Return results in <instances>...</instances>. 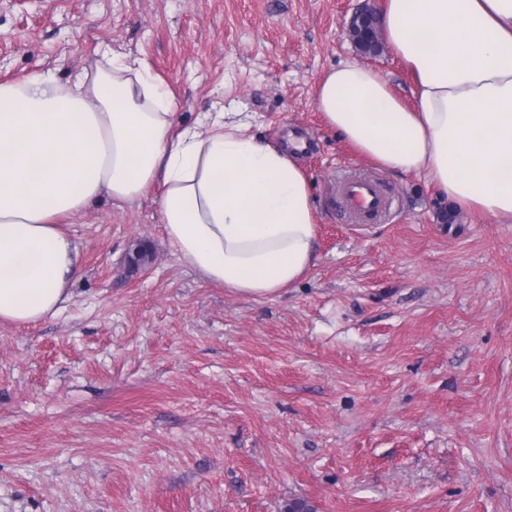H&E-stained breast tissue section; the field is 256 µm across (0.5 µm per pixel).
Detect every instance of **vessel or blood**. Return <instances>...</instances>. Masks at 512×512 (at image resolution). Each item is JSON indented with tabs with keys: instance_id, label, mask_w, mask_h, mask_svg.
<instances>
[{
	"instance_id": "vessel-or-blood-1",
	"label": "vessel or blood",
	"mask_w": 512,
	"mask_h": 512,
	"mask_svg": "<svg viewBox=\"0 0 512 512\" xmlns=\"http://www.w3.org/2000/svg\"><path fill=\"white\" fill-rule=\"evenodd\" d=\"M338 199L343 214L355 224L385 217L392 204L390 191L369 177H349L340 181Z\"/></svg>"
}]
</instances>
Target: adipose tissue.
<instances>
[{
	"instance_id": "1",
	"label": "adipose tissue",
	"mask_w": 512,
	"mask_h": 512,
	"mask_svg": "<svg viewBox=\"0 0 512 512\" xmlns=\"http://www.w3.org/2000/svg\"><path fill=\"white\" fill-rule=\"evenodd\" d=\"M379 15L415 101L343 61L317 86L325 124L381 171L512 216V0H382ZM154 187L179 258L243 298H272L315 262L318 217L297 157L245 120L178 127L164 81L107 49L65 84L0 82V323L35 324L70 301L79 250L62 219Z\"/></svg>"
}]
</instances>
